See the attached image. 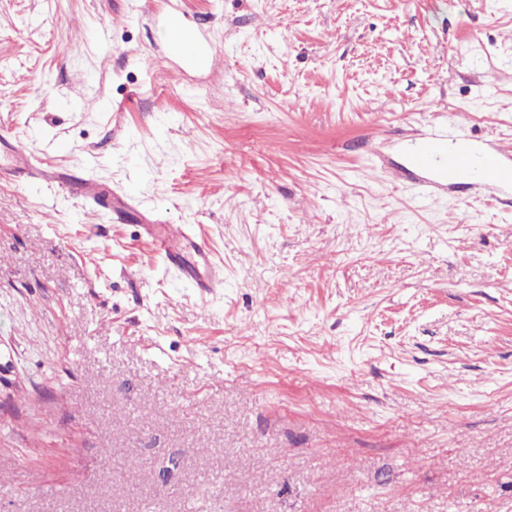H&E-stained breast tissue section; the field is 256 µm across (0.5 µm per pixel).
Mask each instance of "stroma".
<instances>
[{"label": "stroma", "instance_id": "obj_1", "mask_svg": "<svg viewBox=\"0 0 512 512\" xmlns=\"http://www.w3.org/2000/svg\"><path fill=\"white\" fill-rule=\"evenodd\" d=\"M459 112L512 142V0H0V161L33 162L0 176V512H512V201L409 164ZM172 49L182 66L187 70L198 68L213 57L210 42L192 34H182L172 39ZM74 184L77 187V190L82 192L85 198L92 199L94 203L99 207L109 208L112 205L113 210H117L118 207L115 205L112 199V193L106 194L104 190H101L99 187H97L95 181H93L91 178H81ZM151 237L157 251L167 265L178 272L179 277L196 288L201 295H210L215 288L223 287L221 272L209 264L210 249L205 240H198L185 224H149ZM190 244L196 261L189 262L184 249ZM210 265L207 274H202L200 266Z\"/></svg>", "mask_w": 512, "mask_h": 512}]
</instances>
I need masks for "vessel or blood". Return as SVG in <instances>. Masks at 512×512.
I'll return each mask as SVG.
<instances>
[{
	"label": "vessel or blood",
	"mask_w": 512,
	"mask_h": 512,
	"mask_svg": "<svg viewBox=\"0 0 512 512\" xmlns=\"http://www.w3.org/2000/svg\"><path fill=\"white\" fill-rule=\"evenodd\" d=\"M172 49L188 70L198 68L213 56L210 42L192 34L173 38ZM411 166L423 173L420 186L430 197L455 185L464 174L479 176L480 185L484 188L499 191L512 189L511 147L470 141L464 143L462 148L455 149L450 145L448 134L434 132L419 141ZM151 237L167 265L177 271L183 281L196 288L199 294L209 295L222 287L220 271L209 265L210 249L207 242L196 239L187 225L155 224L151 227ZM188 246L195 252V261H188L184 256V249Z\"/></svg>",
	"instance_id": "obj_1"
}]
</instances>
